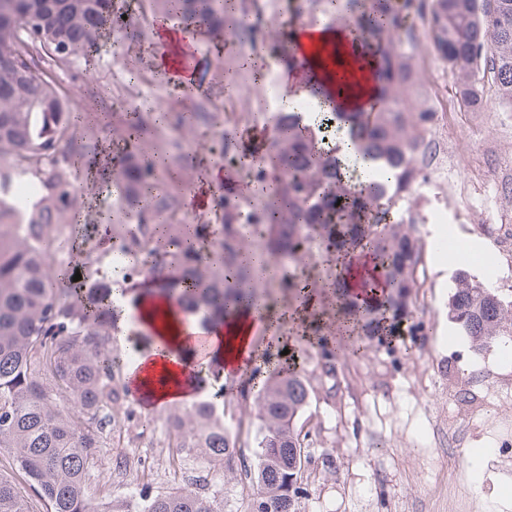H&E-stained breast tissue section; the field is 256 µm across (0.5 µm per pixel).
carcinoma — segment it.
Listing matches in <instances>:
<instances>
[{
  "label": "carcinoma",
  "instance_id": "1",
  "mask_svg": "<svg viewBox=\"0 0 512 512\" xmlns=\"http://www.w3.org/2000/svg\"><path fill=\"white\" fill-rule=\"evenodd\" d=\"M307 16H336L351 40L373 57V95L366 107L335 111L348 129L359 160L381 162L382 178L356 188L341 177V158L312 130L288 113L258 167L282 177L257 183L264 198L256 240L242 233L238 213L226 205L224 225L214 236L209 224L167 220L137 224L120 237L124 277L157 299L175 304L208 328L248 311L270 308L266 283L288 265L285 287L308 322L298 340L317 342L327 371L403 329L414 331L410 301L423 252L418 225L396 218L399 202H410L429 150L426 133L433 112L425 104L412 45L416 19L435 57L458 76L457 94L472 112L483 107L485 86L512 104V0H305ZM166 14L209 34L235 27L248 41L251 27L240 17L256 0H158ZM113 0H0V168L25 166L40 173L39 207L28 216L26 237L0 209V449L49 505V512H221L197 491L177 490L139 502H90L84 486L100 448L110 439L120 405L126 354L118 348L112 302L69 300L71 282L56 257L69 267L113 244L89 242L74 252L78 204L72 172L97 145L80 131L82 116L42 69H65L112 25ZM175 167L166 155L131 152L118 178L152 200L161 172ZM448 317L480 351L512 335V301L461 270L448 298ZM302 357L265 352L239 391L253 399L248 424L256 427V466L244 476L257 487L251 512H302L291 488L296 449L308 447L297 421L308 405L310 383ZM224 388L180 410L169 411L168 447L202 449L211 461L241 447V431L224 425ZM0 512H30L16 487L0 480Z\"/></svg>",
  "mask_w": 512,
  "mask_h": 512
}]
</instances>
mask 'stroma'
I'll return each mask as SVG.
<instances>
[{
  "label": "stroma",
  "instance_id": "35a3bbf8",
  "mask_svg": "<svg viewBox=\"0 0 512 512\" xmlns=\"http://www.w3.org/2000/svg\"><path fill=\"white\" fill-rule=\"evenodd\" d=\"M114 42L112 31L104 30L85 58L48 70L83 113L81 131L96 145L112 141L113 102L134 103L142 88L171 113L193 112L203 103L236 115L264 106L254 92L257 75L241 65V41L223 47L202 39V84L190 89L163 79L136 37L123 45L134 76L114 72ZM414 53L426 101L436 113L434 126L447 128L456 156L451 165L433 155L425 173L455 185L457 193L443 203L420 188L411 208H443L463 250L481 242L482 251L465 269L510 300L512 242H502L501 232L512 228V106L490 92L482 111H466L456 76L425 40L417 41ZM89 175L88 169L78 171L74 220L106 241L123 224L124 207L114 183L96 186ZM419 230L424 257L412 311L423 333L394 337L339 362L332 378L323 375L316 349L307 350L312 393L298 424L311 434L312 457L304 471L303 512H512V454H498L501 440H512V357L503 356L512 350V337L473 349L448 318L456 273L447 264L448 251L433 248L429 225ZM130 410L90 469L85 494L93 503L191 490L199 476L221 512H248L253 489L242 483L241 470L253 462V434H243L244 445L230 463L196 454L187 459L189 478L175 480L169 475L175 451L167 446L166 413L136 404Z\"/></svg>",
  "mask_w": 512,
  "mask_h": 512
}]
</instances>
